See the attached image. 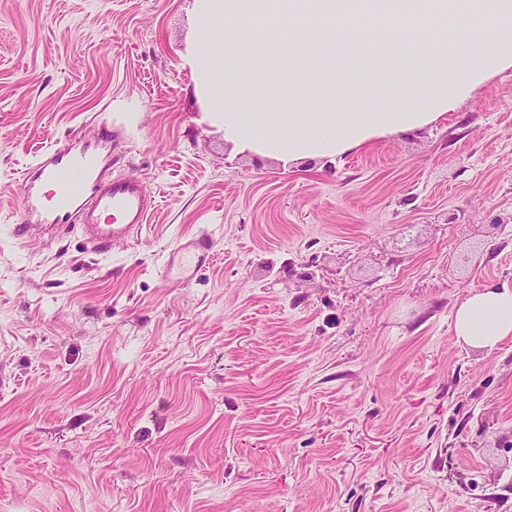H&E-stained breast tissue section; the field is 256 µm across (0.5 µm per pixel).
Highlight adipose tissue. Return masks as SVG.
Masks as SVG:
<instances>
[{
	"label": "adipose tissue",
	"mask_w": 512,
	"mask_h": 512,
	"mask_svg": "<svg viewBox=\"0 0 512 512\" xmlns=\"http://www.w3.org/2000/svg\"><path fill=\"white\" fill-rule=\"evenodd\" d=\"M454 334L464 345L491 350L512 338V286L490 282L469 292L453 312Z\"/></svg>",
	"instance_id": "obj_1"
}]
</instances>
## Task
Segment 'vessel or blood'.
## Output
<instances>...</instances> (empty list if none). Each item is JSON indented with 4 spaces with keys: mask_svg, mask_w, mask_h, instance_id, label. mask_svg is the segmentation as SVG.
<instances>
[{
    "mask_svg": "<svg viewBox=\"0 0 512 512\" xmlns=\"http://www.w3.org/2000/svg\"><path fill=\"white\" fill-rule=\"evenodd\" d=\"M24 207L11 234L25 243L34 231L79 227L100 253L140 234L152 209L145 184L126 176H107L88 150L56 152L38 161L22 179ZM215 252L211 233L181 240L164 257L165 280L181 285L196 281Z\"/></svg>",
    "mask_w": 512,
    "mask_h": 512,
    "instance_id": "vessel-or-blood-1",
    "label": "vessel or blood"
}]
</instances>
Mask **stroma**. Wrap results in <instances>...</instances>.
Listing matches in <instances>:
<instances>
[{
  "mask_svg": "<svg viewBox=\"0 0 512 512\" xmlns=\"http://www.w3.org/2000/svg\"><path fill=\"white\" fill-rule=\"evenodd\" d=\"M194 0H0V512H512V68L336 160L239 149L182 66ZM108 138H100L101 127ZM103 143L138 240L7 231L48 148ZM212 231L188 287L162 256ZM459 343L493 350L512 336V287L490 282L470 291L453 312Z\"/></svg>",
  "mask_w": 512,
  "mask_h": 512,
  "instance_id": "obj_1",
  "label": "stroma"
}]
</instances>
